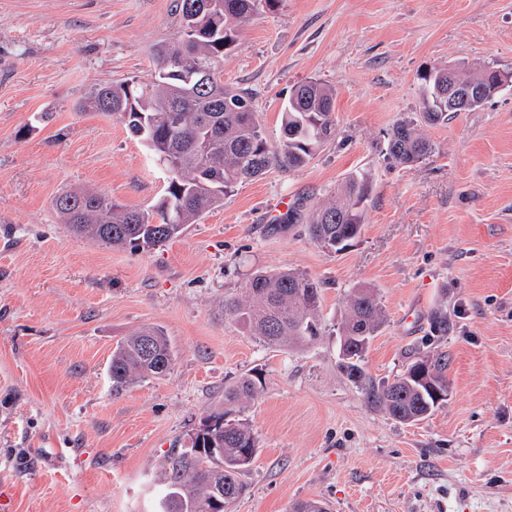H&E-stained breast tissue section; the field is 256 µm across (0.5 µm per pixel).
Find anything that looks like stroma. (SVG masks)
Masks as SVG:
<instances>
[{"mask_svg": "<svg viewBox=\"0 0 512 512\" xmlns=\"http://www.w3.org/2000/svg\"><path fill=\"white\" fill-rule=\"evenodd\" d=\"M175 0H0V512H153L162 466L259 371L242 420L258 440L232 512H512V91L436 126L400 165L394 123L419 122L427 69L512 71V0H283L224 54L269 142L291 88L336 90V137L306 166L271 169L152 249L75 238L67 190L136 210L165 192L153 155L118 121L77 111L100 81H149L178 28ZM371 170L363 233L331 254L305 233L350 171ZM301 220L280 225L288 207ZM322 281L318 338L285 350L224 319V295L261 268ZM387 321L363 362L374 381L448 358L449 397L401 423L339 367L335 326L354 287ZM448 331L432 328L436 307ZM161 327L172 370L114 392L112 351ZM432 149L429 141L412 121L396 122L388 136L387 154L397 164L418 162Z\"/></svg>", "mask_w": 512, "mask_h": 512, "instance_id": "stroma-1", "label": "stroma"}]
</instances>
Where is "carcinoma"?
Returning <instances> with one entry per match:
<instances>
[{"label": "carcinoma", "instance_id": "obj_1", "mask_svg": "<svg viewBox=\"0 0 512 512\" xmlns=\"http://www.w3.org/2000/svg\"><path fill=\"white\" fill-rule=\"evenodd\" d=\"M179 27L174 38L154 53L155 72L148 82L94 83L79 110L98 112L121 122L141 140L167 172L165 195L143 211L127 209L106 194L65 191L55 209L80 238L108 247L154 248L178 237L239 185L261 178L272 167L302 168L329 142L336 130V91L310 79L293 86L281 109V136L267 141L244 90L224 86L219 75L224 50L240 28L282 0H220L222 7L191 11L198 0H175ZM205 36H200V33ZM448 79V69L421 75L423 111L428 126L448 121V108L434 102L433 87ZM432 149L412 121L395 123L387 154L410 165ZM373 187L368 170L347 174L307 225L320 248L339 253L360 237ZM321 283L293 270L258 271L240 293L224 296V316L267 346L298 347L319 336ZM386 322L373 290L354 288L345 298L337 335L347 379L367 403L404 423L423 421L443 405L433 391L448 389L442 356L412 362L393 381L375 383L361 362L368 345ZM173 347L163 331L146 325L124 337L112 351L113 388L123 389L148 376L171 370ZM260 377L249 374L224 388L220 411L207 416L187 450L168 456L156 493V512H229L243 494L258 442L251 429L226 420L259 395Z\"/></svg>", "mask_w": 512, "mask_h": 512}]
</instances>
